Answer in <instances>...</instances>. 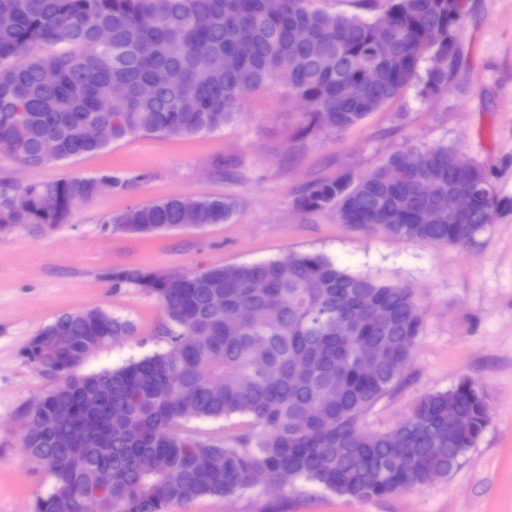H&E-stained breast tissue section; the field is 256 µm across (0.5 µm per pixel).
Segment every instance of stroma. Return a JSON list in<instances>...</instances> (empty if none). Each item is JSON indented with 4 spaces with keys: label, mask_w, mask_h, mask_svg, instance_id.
<instances>
[{
    "label": "stroma",
    "mask_w": 512,
    "mask_h": 512,
    "mask_svg": "<svg viewBox=\"0 0 512 512\" xmlns=\"http://www.w3.org/2000/svg\"><path fill=\"white\" fill-rule=\"evenodd\" d=\"M459 46L441 95L422 99L411 84L340 132L303 133L307 104L273 85L248 95L236 118L214 133L124 139L35 170L0 158V173L23 182L104 171L145 176L130 190L76 204L68 223L0 234V512H35L51 487L23 445V407L54 385L22 356L37 330L68 311L105 308L136 331L92 353L81 370L116 368L163 347L164 315L139 288H113L107 271L138 266L185 274L300 252L413 288L420 304L424 330L406 382L366 412L363 429L389 431L422 396L465 378L485 391L489 423L452 475L421 490L361 500L301 481L292 489L203 498L170 512H512V0H467ZM407 146H448L489 173L505 204L468 245L357 231L337 223L333 212L297 209L295 193L304 184L371 172ZM171 196L230 198L238 212L226 224L150 238L102 222L106 214Z\"/></svg>",
    "instance_id": "35a3bbf8"
}]
</instances>
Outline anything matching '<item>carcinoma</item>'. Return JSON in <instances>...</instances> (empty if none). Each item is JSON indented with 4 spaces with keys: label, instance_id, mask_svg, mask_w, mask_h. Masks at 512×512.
<instances>
[{
    "label": "carcinoma",
    "instance_id": "1",
    "mask_svg": "<svg viewBox=\"0 0 512 512\" xmlns=\"http://www.w3.org/2000/svg\"><path fill=\"white\" fill-rule=\"evenodd\" d=\"M460 0H385L373 18L336 17L309 0H0V157L30 168L104 151L119 140L195 137L224 128L244 97L274 84L310 103L312 126L344 130L396 100L414 80L420 95L448 86L459 50ZM107 28L112 44L97 33ZM251 52L228 70L212 56ZM441 62L419 75L422 57ZM375 66L380 80L369 84ZM144 85L153 88L140 96ZM95 126L99 134L85 137ZM446 146L405 147L373 171L305 185V213L395 238L464 246L500 207L488 176L469 181ZM128 190L137 175H74L18 183L0 176V234L22 224L55 227L73 200L99 183ZM457 193L461 211L438 210ZM224 197L167 199L108 214L134 237L181 226L224 224ZM112 287L156 297L165 347L115 369L82 373L89 354L134 326L103 308L66 312L40 328L25 360L55 385L23 408V444L51 478L36 512H169L174 504L226 499L300 480L355 499H380L451 475L488 425L484 390L465 379L429 393L387 432L363 415L403 383L424 321L414 290L338 268L320 253L213 266L172 279L119 267ZM245 309L246 322L230 317ZM197 419L248 417L224 443L176 430L184 405ZM401 436V446L390 443Z\"/></svg>",
    "mask_w": 512,
    "mask_h": 512
}]
</instances>
